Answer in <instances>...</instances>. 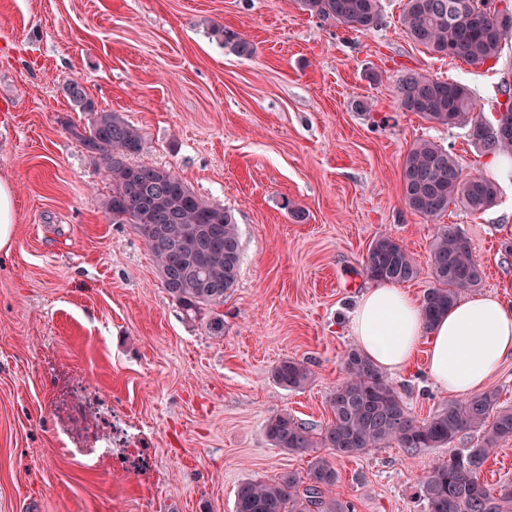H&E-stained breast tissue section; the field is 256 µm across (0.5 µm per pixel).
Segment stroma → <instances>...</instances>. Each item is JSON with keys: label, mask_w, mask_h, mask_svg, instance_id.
<instances>
[{"label": "stroma", "mask_w": 512, "mask_h": 512, "mask_svg": "<svg viewBox=\"0 0 512 512\" xmlns=\"http://www.w3.org/2000/svg\"><path fill=\"white\" fill-rule=\"evenodd\" d=\"M403 4L381 0V25L354 31L294 0H0V178L18 216L0 251V512H234L245 480L305 477L312 454L272 446L266 421L328 424L378 236L413 254L419 273L404 287L420 297L440 225H457L483 271L478 293L512 303V182L481 213L413 214L401 168L414 143L450 148L467 176L489 175V158L469 124L427 122L397 99L399 80L420 72L466 85L493 118L512 42L483 65L433 54L403 33ZM73 82L92 112L141 130L135 163L233 212L241 272L215 308L223 336L185 315L142 236L107 214L111 185L79 137L92 112L72 104ZM285 359L310 370L305 387L274 381ZM52 366L143 430L141 468L89 471L58 452ZM387 379L419 420L449 399L422 352ZM479 439L332 457L336 490L355 512H425L419 483Z\"/></svg>", "instance_id": "1"}]
</instances>
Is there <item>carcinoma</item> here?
Masks as SVG:
<instances>
[{
	"label": "carcinoma",
	"mask_w": 512,
	"mask_h": 512,
	"mask_svg": "<svg viewBox=\"0 0 512 512\" xmlns=\"http://www.w3.org/2000/svg\"><path fill=\"white\" fill-rule=\"evenodd\" d=\"M298 9L355 30L377 27L380 0H295ZM400 24L416 44L435 54L481 65L499 58L512 38V21L500 19L490 0H405ZM399 108L425 120L452 126L470 120V137L486 155L512 154V135L483 141L478 134L485 123L466 86L412 72L398 84ZM89 138L103 143L101 158L112 195L105 203L114 224H163L168 236L184 244L181 249H150L158 269L179 270L192 258L193 234L211 224L222 225L221 239L209 246L205 257L187 277H177L164 288L187 315L198 318L205 310L224 303L236 287L240 269L238 224L232 213L198 197L172 170L164 175L154 166L129 168L125 162L140 152L143 135L115 112H96ZM405 206L423 218H437L460 203L473 212L495 205L499 187L484 176L466 177L445 147L420 140L407 151L401 169ZM433 286L426 290L422 308L426 326L448 313L466 291L479 286L482 270L459 228H439L430 250ZM365 275L378 283H403L416 277V261L407 248L389 236L377 237L363 262ZM219 284L201 288L202 282ZM343 379L328 396L330 423L320 431L287 412L271 416L266 435L272 445L290 453L329 448L339 457L394 442L400 448H441L467 431L480 433V442L464 457L437 465L418 488L428 512H512V482L490 485L480 477L483 464L503 441L512 439V408L498 406L492 388L464 399H450L435 413L417 420L382 370L357 350L342 359ZM275 382L297 389L310 381V372L293 360L273 370ZM337 473L324 456L313 459L306 480L282 473L267 480H246L236 492L234 512H354V505L332 493Z\"/></svg>",
	"instance_id": "1"
}]
</instances>
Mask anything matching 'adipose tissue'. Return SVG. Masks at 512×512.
I'll use <instances>...</instances> for the list:
<instances>
[{
	"label": "adipose tissue",
	"instance_id": "1",
	"mask_svg": "<svg viewBox=\"0 0 512 512\" xmlns=\"http://www.w3.org/2000/svg\"><path fill=\"white\" fill-rule=\"evenodd\" d=\"M350 329L360 351L387 371L405 366L427 344L431 379L458 397L483 390L512 357V305L489 294L458 301L428 328L416 297L399 285L379 284L360 295Z\"/></svg>",
	"mask_w": 512,
	"mask_h": 512
}]
</instances>
